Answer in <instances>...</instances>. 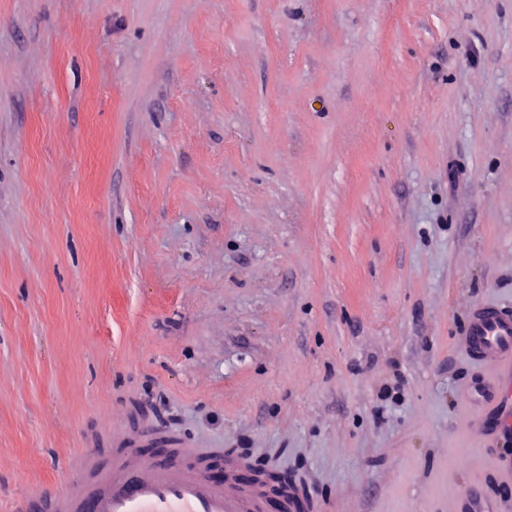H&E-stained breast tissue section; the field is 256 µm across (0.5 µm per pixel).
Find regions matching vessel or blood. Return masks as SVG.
<instances>
[{
    "label": "vessel or blood",
    "mask_w": 512,
    "mask_h": 512,
    "mask_svg": "<svg viewBox=\"0 0 512 512\" xmlns=\"http://www.w3.org/2000/svg\"><path fill=\"white\" fill-rule=\"evenodd\" d=\"M459 345L470 362L494 367L491 377L475 378L467 397L479 407L474 428L487 441L512 436V308H474ZM120 452L111 466L78 455L72 470L82 474L78 488L38 490L19 503V512H255L256 498L230 492L208 476L207 455L167 441L157 457L142 460L139 443L116 437ZM454 512H501L495 499L471 486L459 494Z\"/></svg>",
    "instance_id": "1"
}]
</instances>
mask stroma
Masks as SVG:
<instances>
[{"instance_id": "1", "label": "stroma", "mask_w": 512, "mask_h": 512, "mask_svg": "<svg viewBox=\"0 0 512 512\" xmlns=\"http://www.w3.org/2000/svg\"><path fill=\"white\" fill-rule=\"evenodd\" d=\"M512 0H0V512L124 429L322 512H512ZM459 345L470 362L494 367L492 377H477L467 398L479 406L473 427L492 444L512 434V308L479 306L470 311ZM453 512H502L497 501L482 488L470 486L458 495Z\"/></svg>"}]
</instances>
